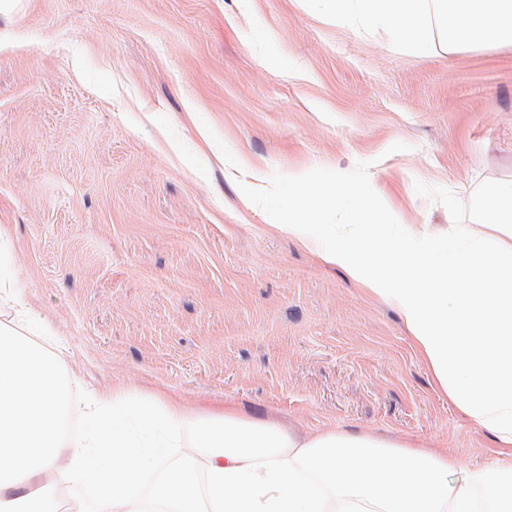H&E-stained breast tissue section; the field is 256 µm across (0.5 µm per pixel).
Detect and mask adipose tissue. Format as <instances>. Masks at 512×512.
Segmentation results:
<instances>
[{
  "mask_svg": "<svg viewBox=\"0 0 512 512\" xmlns=\"http://www.w3.org/2000/svg\"><path fill=\"white\" fill-rule=\"evenodd\" d=\"M309 3L383 30L396 52L429 53L438 37L452 51L512 44V0ZM388 218L382 200L300 171L278 225L397 312L449 401L504 447L495 463L469 468L367 430L296 439L231 403L107 388L81 408L85 435L67 440L72 383L31 315L27 334L0 326V512H56L60 473L92 487L102 512H512V182L440 236ZM149 459L161 474L145 495Z\"/></svg>",
  "mask_w": 512,
  "mask_h": 512,
  "instance_id": "ef3b65f1",
  "label": "adipose tissue"
}]
</instances>
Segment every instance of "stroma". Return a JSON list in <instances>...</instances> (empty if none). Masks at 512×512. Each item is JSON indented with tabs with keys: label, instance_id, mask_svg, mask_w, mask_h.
<instances>
[{
	"label": "stroma",
	"instance_id": "obj_1",
	"mask_svg": "<svg viewBox=\"0 0 512 512\" xmlns=\"http://www.w3.org/2000/svg\"><path fill=\"white\" fill-rule=\"evenodd\" d=\"M301 169L471 223L512 180V44L396 53L307 0H0V325L39 315L76 399L148 385L491 463L397 313L275 228Z\"/></svg>",
	"mask_w": 512,
	"mask_h": 512
}]
</instances>
